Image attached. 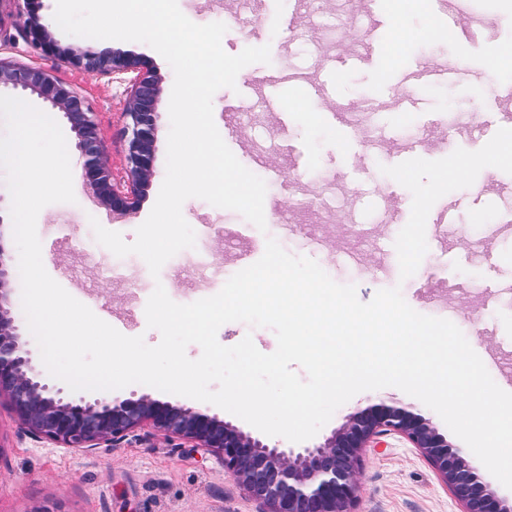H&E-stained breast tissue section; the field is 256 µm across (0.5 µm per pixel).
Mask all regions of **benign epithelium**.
I'll list each match as a JSON object with an SVG mask.
<instances>
[{
    "label": "benign epithelium",
    "mask_w": 512,
    "mask_h": 512,
    "mask_svg": "<svg viewBox=\"0 0 512 512\" xmlns=\"http://www.w3.org/2000/svg\"><path fill=\"white\" fill-rule=\"evenodd\" d=\"M22 22L18 37L48 59H62L89 75H109L129 85L125 176L116 179L102 154L98 124L87 102L44 66L0 61V92H29L61 113L76 136L82 177L96 203L117 215L138 206L151 177L160 132V79L146 62L121 52L60 47L40 15L41 0H14ZM9 255L0 244V398L8 399L36 440L66 448L94 449L149 435L206 459L213 456L261 506V512H353L363 458L369 448L399 437L417 449L439 479L462 503L463 512H512L484 482L466 452L454 446L430 419L412 406L374 401L350 413L345 423L313 446L295 450L280 440L255 435L199 410L160 402L149 395L96 399L72 404L52 395L36 379L10 315L5 284Z\"/></svg>",
    "instance_id": "1"
}]
</instances>
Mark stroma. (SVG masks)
<instances>
[{"mask_svg":"<svg viewBox=\"0 0 512 512\" xmlns=\"http://www.w3.org/2000/svg\"><path fill=\"white\" fill-rule=\"evenodd\" d=\"M459 25H472L474 40L457 32L430 42L396 39V30L438 29L430 5L397 11L392 0L341 11L338 0H178L192 22L224 23L223 48L231 55L270 45V64L240 72L245 89H220L213 116L223 140L252 173L265 179L266 230L238 212L199 199L182 214L198 236L194 247L170 258L151 275L138 255L115 256L99 244L92 222L133 242L148 218L166 176L169 118H161L152 182L136 212L112 216L87 188L75 203H54L37 218L47 272L69 294L120 333L159 344L145 307L156 285L176 303L217 294L245 262H257L267 238L288 253L315 260L337 283L352 284L361 301L400 287L417 312L445 318L464 333L496 384L512 392V174L480 172L470 187L450 192L432 207L426 223L428 250L416 273L401 279L394 242L407 224L408 189L382 169L412 158L438 160L456 148L475 151L502 127L512 100V65H497L501 45L512 43V10L501 0H447ZM56 0L40 11L64 47L118 51L136 56L162 78L170 97L174 73L143 42L91 40L63 32L54 20ZM301 11L285 30L288 13ZM13 0H0V59L33 63L39 50L15 37ZM54 74L85 97L96 116L103 152L114 172L125 163L126 92L105 76L65 63ZM333 75L332 92L304 103L286 93ZM370 105L372 137L344 129L330 113ZM479 105V126L466 116ZM278 169L280 178L270 176ZM313 198L322 208L300 213L296 202ZM209 236H201L202 226ZM152 398L200 410L232 424L235 415L207 402L131 384L118 397ZM260 505L216 459L200 460L174 442L141 437L86 451L25 436L7 404H0V512H258ZM355 512H462L460 502L420 453L389 439L368 451Z\"/></svg>","mask_w":512,"mask_h":512,"instance_id":"35a3bbf8","label":"stroma"}]
</instances>
